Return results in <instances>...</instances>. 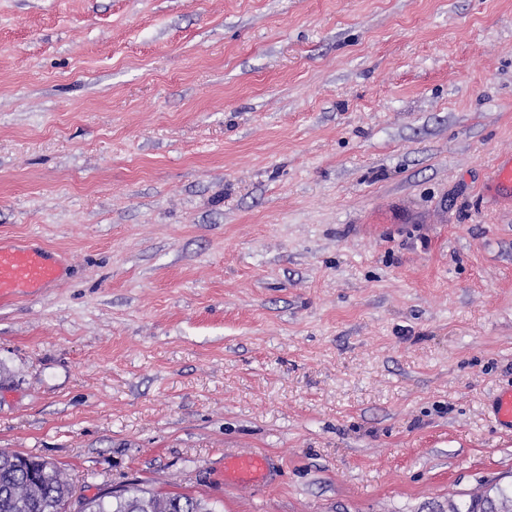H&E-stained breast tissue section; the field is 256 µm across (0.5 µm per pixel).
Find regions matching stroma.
I'll list each match as a JSON object with an SVG mask.
<instances>
[{
  "instance_id": "35a3bbf8",
  "label": "stroma",
  "mask_w": 512,
  "mask_h": 512,
  "mask_svg": "<svg viewBox=\"0 0 512 512\" xmlns=\"http://www.w3.org/2000/svg\"><path fill=\"white\" fill-rule=\"evenodd\" d=\"M501 155L512 0H0V241L67 265L0 303V449L216 512L512 484ZM492 411L501 426L512 429V388L503 389L498 393ZM266 470V460L259 455L235 456L226 460L225 476L233 483H254Z\"/></svg>"
}]
</instances>
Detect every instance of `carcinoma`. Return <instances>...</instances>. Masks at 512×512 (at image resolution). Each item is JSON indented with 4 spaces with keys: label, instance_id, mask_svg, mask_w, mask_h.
Returning a JSON list of instances; mask_svg holds the SVG:
<instances>
[{
    "label": "carcinoma",
    "instance_id": "1",
    "mask_svg": "<svg viewBox=\"0 0 512 512\" xmlns=\"http://www.w3.org/2000/svg\"><path fill=\"white\" fill-rule=\"evenodd\" d=\"M72 491L57 467L37 456L19 461L0 450V512H66ZM78 512H215L204 500L182 494L159 495L135 487L123 496L99 493L77 501ZM448 512H512V488L492 486Z\"/></svg>",
    "mask_w": 512,
    "mask_h": 512
}]
</instances>
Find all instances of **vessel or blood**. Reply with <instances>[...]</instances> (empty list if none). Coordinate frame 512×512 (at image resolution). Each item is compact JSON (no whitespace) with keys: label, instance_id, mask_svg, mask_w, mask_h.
Segmentation results:
<instances>
[{"label":"vessel or blood","instance_id":"vessel-or-blood-1","mask_svg":"<svg viewBox=\"0 0 512 512\" xmlns=\"http://www.w3.org/2000/svg\"><path fill=\"white\" fill-rule=\"evenodd\" d=\"M491 183L505 198H512V157L499 161ZM66 273L63 263L38 244H4L0 242V301L17 297H35L47 285L61 280ZM496 421L512 429V388L501 390L492 407ZM262 456H235L225 462L224 472L233 483H253L264 473Z\"/></svg>","mask_w":512,"mask_h":512}]
</instances>
